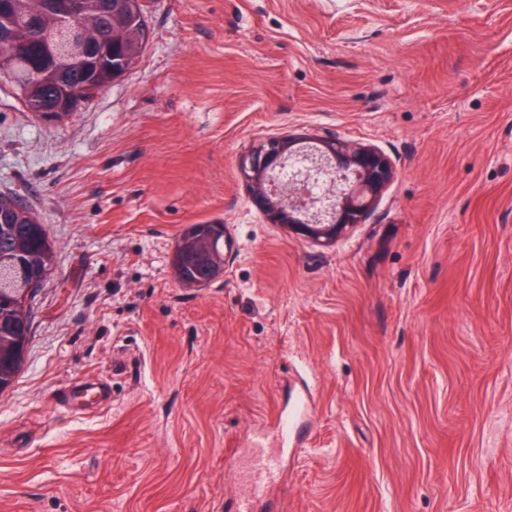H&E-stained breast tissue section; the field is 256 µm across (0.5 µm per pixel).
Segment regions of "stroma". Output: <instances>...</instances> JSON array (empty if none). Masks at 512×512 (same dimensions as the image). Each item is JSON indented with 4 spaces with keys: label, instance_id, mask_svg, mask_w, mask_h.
Returning <instances> with one entry per match:
<instances>
[{
    "label": "stroma",
    "instance_id": "35a3bbf8",
    "mask_svg": "<svg viewBox=\"0 0 512 512\" xmlns=\"http://www.w3.org/2000/svg\"><path fill=\"white\" fill-rule=\"evenodd\" d=\"M148 43L66 121L0 76V192L56 266L0 393V512H236L268 415L305 450L256 512H512V0H145ZM396 177L331 245L268 223L269 138ZM222 224L189 288L176 237ZM104 408L77 413V390Z\"/></svg>",
    "mask_w": 512,
    "mask_h": 512
}]
</instances>
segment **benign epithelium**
Returning a JSON list of instances; mask_svg holds the SVG:
<instances>
[{
  "mask_svg": "<svg viewBox=\"0 0 512 512\" xmlns=\"http://www.w3.org/2000/svg\"><path fill=\"white\" fill-rule=\"evenodd\" d=\"M308 145L316 151L309 171L341 180L354 178V183L336 188L329 208L309 193L307 179L286 185L275 181L276 173L299 148ZM241 171L252 202L269 223L321 245L336 241L349 228L363 223L395 177L393 162L375 147L336 137L291 134L261 144L242 160Z\"/></svg>",
  "mask_w": 512,
  "mask_h": 512,
  "instance_id": "1",
  "label": "benign epithelium"
}]
</instances>
